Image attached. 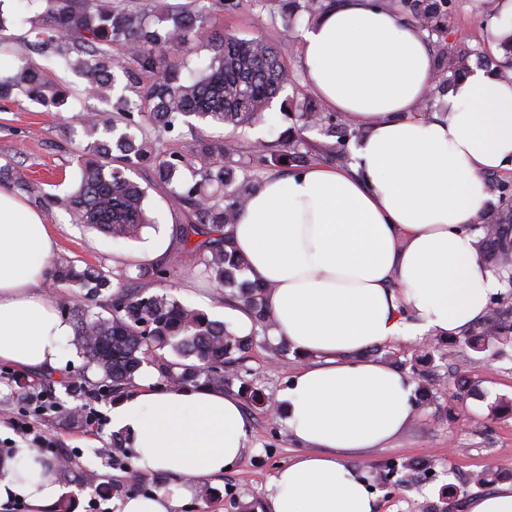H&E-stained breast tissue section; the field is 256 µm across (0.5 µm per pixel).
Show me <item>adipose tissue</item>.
<instances>
[{"label": "adipose tissue", "instance_id": "ef3b65f1", "mask_svg": "<svg viewBox=\"0 0 512 512\" xmlns=\"http://www.w3.org/2000/svg\"><path fill=\"white\" fill-rule=\"evenodd\" d=\"M310 85L361 125L346 168L313 165L266 179L235 224L231 250L267 285L273 336L315 356L282 395L299 445L260 512H378L351 457L384 447L413 416L410 377L365 358L408 337L480 325L500 283L469 231L487 200L483 175L512 169V82L472 69L446 110L415 115L432 88L425 36L374 0H341L303 34ZM54 242L44 212L0 189V362L61 368L73 327L43 283ZM136 468L174 481L122 512H176L194 481L242 457L251 424L223 391L149 383L112 407ZM32 449L0 467V504L44 508L58 496Z\"/></svg>", "mask_w": 512, "mask_h": 512}]
</instances>
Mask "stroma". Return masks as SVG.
<instances>
[{"mask_svg":"<svg viewBox=\"0 0 512 512\" xmlns=\"http://www.w3.org/2000/svg\"><path fill=\"white\" fill-rule=\"evenodd\" d=\"M307 14H299L293 30H286L277 0H252L237 8L225 7L212 12L211 26L243 39L261 38L273 43L293 70L296 86L287 87L266 110L264 119L254 127L224 129L223 135L232 148L247 151L257 141L271 145L284 143L290 125L285 114L288 101L302 102L316 98L302 67V34L308 28ZM499 19L494 0H453L447 39L427 35L432 56H439L444 44L450 43L476 53H484L502 62L504 53L494 37ZM94 98H69L59 112L46 111L25 96L10 102L0 101V164L12 162L26 168L42 183L54 185L64 193L60 175L74 177L76 153L86 143L82 132L66 128L65 122L85 107H98ZM147 207L156 224L142 228L132 239L115 240L100 231L71 223L67 214L49 211L47 222L54 240L51 261L73 260L77 265L102 267L111 276H119L124 267L118 253L134 249L159 232L161 225L181 224L184 215L164 189L150 188ZM171 276L157 287L188 309L204 313L212 320L224 318V292L216 288L204 261L182 248H174L165 260ZM275 341L270 332L256 331L252 343L240 354L236 374L225 385V393L240 395L242 385L277 398L285 389L293 371L302 365L297 353L275 362L270 349ZM466 375L465 392H456L448 380L453 370ZM452 368L438 359L412 375L413 383L422 376L434 380L427 392H416L414 416L402 433L386 447L374 448L353 459L375 495L379 512H460L464 504L489 493L498 486L512 485V411L491 414L495 401L512 402V346L506 354L492 351L470 352L468 361ZM100 372L86 367L84 358L69 362L64 369L35 370L0 362V452L31 445L30 437L14 431L9 420L25 408L30 393H42L53 406L35 423L37 433L46 436L50 448L43 455L55 468L60 494L44 512H121L127 498L144 496L167 487L171 475L151 474L148 483L133 485L129 472L115 464L110 412L117 396L108 393L102 402H93L91 392L103 389ZM100 413L97 424L86 425L82 414L88 407ZM251 421L252 436L238 465L224 475L208 478L203 488L194 489L177 512H225L228 498L248 504H261L274 490L277 471L295 456L297 447L290 437L284 416L269 417L264 408L242 402ZM70 460L68 468L58 466L59 457ZM497 471L496 480L475 485L474 477ZM94 475L95 485L82 479Z\"/></svg>","mask_w":512,"mask_h":512,"instance_id":"1","label":"stroma"}]
</instances>
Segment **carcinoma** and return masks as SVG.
I'll list each match as a JSON object with an SVG mask.
<instances>
[{
    "label": "carcinoma",
    "mask_w": 512,
    "mask_h": 512,
    "mask_svg": "<svg viewBox=\"0 0 512 512\" xmlns=\"http://www.w3.org/2000/svg\"><path fill=\"white\" fill-rule=\"evenodd\" d=\"M197 2L166 4L153 23L140 0H45L25 34L0 36V52H12L10 44L16 40L27 43L65 62L82 79L89 97L112 102L110 112L94 110L72 117L90 141L77 156L71 192H44L11 162L0 165V185L27 194L38 206L65 211L74 224L90 225L116 239L135 237L151 223L149 188L168 189L184 209L185 223L179 227L183 248L202 257L217 287L238 289L235 298L252 311L254 327L265 332L273 326L265 304L267 285L243 277L246 263L227 250L224 233L262 180L255 173L237 181L235 171L243 168L234 160L238 150L202 126L237 129L257 124L265 108L286 86L295 84V77L263 39L208 30L206 10ZM281 2L288 24L305 12L313 25L323 11L335 6V0ZM385 7L408 12L414 23L430 32L448 31L451 0H411L407 6L402 0H389ZM198 37L209 57L201 68L186 74L185 48ZM114 48L122 56L115 55ZM13 67L14 73L0 77V101L22 94L49 110L67 104L68 91L53 84L42 68L25 58ZM468 69L469 57L450 48L440 56L437 76L451 83ZM120 82L123 93L113 100L110 92ZM129 92L138 103L131 102ZM285 117L293 126L282 148L252 145L248 159L256 169L271 157L291 167H304L318 158L334 160L339 146L310 139L307 133L312 130L326 137L355 134L347 122L321 114L313 99L304 100L299 111ZM174 132L180 138L190 136L180 150L171 148L165 138ZM141 170L146 171L145 187L133 179ZM493 192L498 194L497 205L479 215L480 247L508 291L490 302L484 323L463 338L462 345L473 351L483 349L489 331L496 333L498 343L512 344V181H496ZM167 275L163 265L145 266L139 268L135 286H114L98 266L79 267L71 260L50 266V284L78 288L83 300L97 301L103 290L115 287L100 304L103 312L91 313L79 302L71 310L87 365L101 370L114 392L131 385L146 364L156 365L165 380L174 375L185 386L222 388L231 379L224 365L233 351L248 347L249 339L237 336L228 325L187 309L171 294L149 292ZM167 347L176 360L157 354ZM436 355L452 361L457 350L447 354L433 344L394 363L401 370L408 365L414 369Z\"/></svg>",
    "instance_id": "carcinoma-1"
}]
</instances>
